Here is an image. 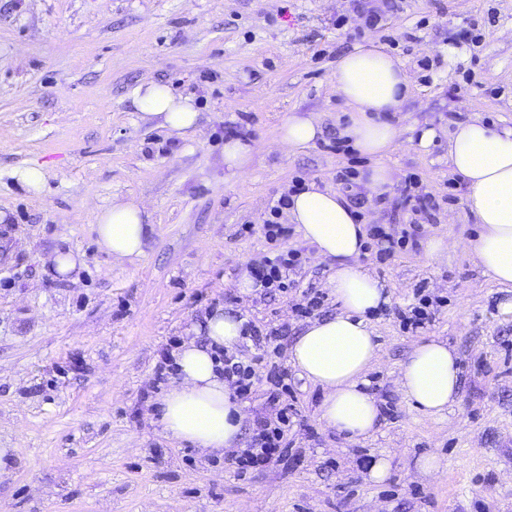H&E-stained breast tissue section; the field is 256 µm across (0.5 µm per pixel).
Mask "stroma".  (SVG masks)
<instances>
[{
	"mask_svg": "<svg viewBox=\"0 0 512 512\" xmlns=\"http://www.w3.org/2000/svg\"><path fill=\"white\" fill-rule=\"evenodd\" d=\"M381 0H0V512H512V316L502 289L468 252L423 249L360 258L392 292L372 317L377 363L366 376L390 405L378 431L350 441L328 429L321 392L289 350L308 325L303 291L324 293L312 318L336 314L331 270L299 233L266 239L272 206L311 181L341 190L345 171L369 162L320 144L280 141L288 116L308 112L323 132L349 118L332 81L338 59L369 39L407 68L411 94L394 116L393 184L365 199L369 224L403 225L402 188L436 208L423 239L470 238L476 219L448 165L458 122L512 123V0H401L377 25ZM168 84L194 98L203 127L178 135L141 119L134 89ZM239 124L253 149L244 174L224 164L225 129ZM438 136L429 148L419 130ZM35 162L50 172L34 195L11 178ZM133 198L150 213L152 247L136 265L95 244L99 211ZM84 265L78 281L50 273L56 249ZM289 248L306 263L288 292H240L243 260ZM441 297L425 328L399 310ZM261 332L286 329L296 416L288 463L239 474L234 453L204 455L167 437L154 368L214 307ZM439 338L459 355L461 397L437 417L401 392L413 344ZM433 453L441 469L418 468ZM389 456L382 483L365 457Z\"/></svg>",
	"mask_w": 512,
	"mask_h": 512,
	"instance_id": "35a3bbf8",
	"label": "stroma"
}]
</instances>
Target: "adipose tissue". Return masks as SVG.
Instances as JSON below:
<instances>
[{
    "label": "adipose tissue",
    "instance_id": "1",
    "mask_svg": "<svg viewBox=\"0 0 512 512\" xmlns=\"http://www.w3.org/2000/svg\"><path fill=\"white\" fill-rule=\"evenodd\" d=\"M333 83L351 112L341 135L372 161L362 184L368 197L382 196L393 184L384 160L400 137L398 127L382 116L399 111L410 93L404 65L369 40L339 59ZM134 101L142 119L159 120L178 134L198 129L201 114L193 99L165 84L139 85ZM448 159L465 180L466 203L477 221V232L464 247L484 275L512 288V126L478 118L459 123L449 139ZM286 214L316 257L330 262L329 286L341 305L336 315L306 327L290 360L321 389V418L329 428L350 439L368 436L380 420L379 403L365 381L377 355L370 317L391 295L358 263L366 229L343 194L307 185L289 196ZM149 218L143 204L113 200L97 216L98 247L114 261L136 264L148 248ZM244 326V318L220 306L191 326V339L173 354L178 377L157 402L168 435L211 453L236 444L243 414L217 351L234 348ZM400 389L423 413H444L460 392L455 351L440 340L418 342L401 370Z\"/></svg>",
    "mask_w": 512,
    "mask_h": 512
}]
</instances>
